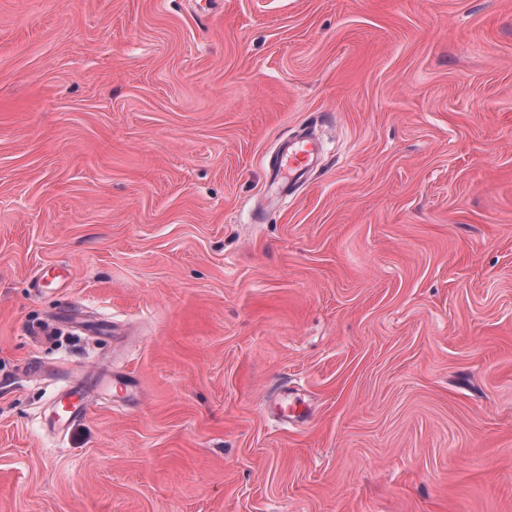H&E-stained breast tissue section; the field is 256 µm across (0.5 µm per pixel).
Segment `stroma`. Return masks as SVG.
<instances>
[{"mask_svg":"<svg viewBox=\"0 0 512 512\" xmlns=\"http://www.w3.org/2000/svg\"><path fill=\"white\" fill-rule=\"evenodd\" d=\"M0 512H512V0H0ZM319 149L313 140L301 138L289 142L282 150L278 161L273 165L275 172L287 168L292 175L291 184L302 180L316 162ZM85 407V395L81 394L80 389L77 386H71L68 390L57 400L54 411L57 415L52 421V427L58 431H62L73 424L80 416L82 410V404ZM62 404L66 412L59 414L57 412V406Z\"/></svg>","mask_w":512,"mask_h":512,"instance_id":"obj_1","label":"stroma"}]
</instances>
